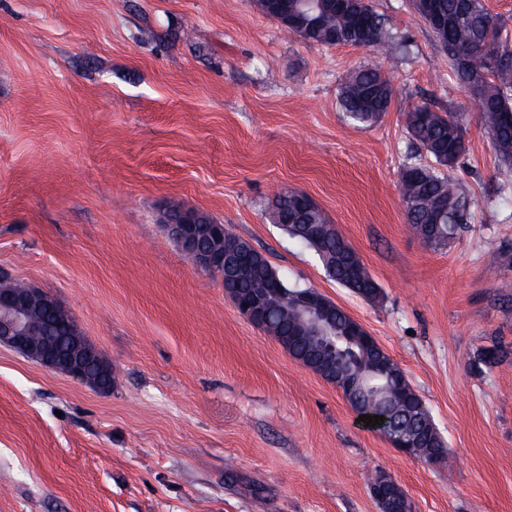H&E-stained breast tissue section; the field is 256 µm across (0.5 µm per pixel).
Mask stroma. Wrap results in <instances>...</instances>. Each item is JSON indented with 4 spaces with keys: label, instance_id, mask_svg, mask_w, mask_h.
I'll return each mask as SVG.
<instances>
[{
    "label": "stroma",
    "instance_id": "1",
    "mask_svg": "<svg viewBox=\"0 0 512 512\" xmlns=\"http://www.w3.org/2000/svg\"><path fill=\"white\" fill-rule=\"evenodd\" d=\"M371 3L408 59L309 45L253 0H0V269L55 297L112 365L99 392L0 345V512H378L379 471L414 512H512V165L413 0ZM374 61L394 98L358 126L340 86ZM423 103L463 114L469 145L450 172L469 218L443 248L398 191L426 158L405 127ZM286 188L320 206L379 299L272 223ZM172 207L362 322L443 461L400 454L240 315L168 237ZM196 213H197L198 220L201 223V224H199L200 226H203L206 224H212L213 219L210 216H208L207 214L202 213V212H196ZM227 233H229V230L224 224H217V223L212 224V226L208 230V234L212 238L217 239V240L224 238V241L222 243V247L224 249H233V248H236V247L240 246L241 244H243L244 240L239 237H236L233 234L224 237V234H227Z\"/></svg>",
    "mask_w": 512,
    "mask_h": 512
}]
</instances>
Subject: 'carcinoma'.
Wrapping results in <instances>:
<instances>
[{"label":"carcinoma","instance_id":"cac0c4a2","mask_svg":"<svg viewBox=\"0 0 512 512\" xmlns=\"http://www.w3.org/2000/svg\"><path fill=\"white\" fill-rule=\"evenodd\" d=\"M437 14L447 26L436 32L441 47L448 54L457 83L468 96L480 103L477 119L487 129L499 160L512 163V38L499 20L488 10L484 0H434ZM302 29L288 33L302 35L316 46L349 45L371 52L388 54L405 51L406 40L394 43L385 18L378 14L369 0H349L343 9L327 6L313 12L300 11ZM393 89L389 78L377 64H363L348 72L340 88V105L348 120L371 125L391 106ZM406 129L414 144L425 151L435 163L426 166L408 161L401 167L399 192L405 205L408 223L428 245L446 246L454 240L466 223L468 201L459 184L442 173L455 168L468 152L462 118L454 112H437L420 104L406 112ZM275 224L288 225L293 236L294 225L310 224L314 234L305 240L322 260L325 268L336 271L329 277L340 286L368 300L380 296V288L361 261L358 253L327 222L323 211L309 200L307 194L287 189L276 197L271 212ZM251 274L267 280L282 290L285 297L269 309L255 313V323L262 327L271 321L277 327L275 339L297 360L311 359V348L304 340L288 341L294 319L293 295L298 287L279 276L270 261L260 252L249 256ZM52 335L59 341V351L67 354L72 341V326L51 311H43ZM345 355L341 364L367 366L370 362L390 363V375L367 379V390L358 395L346 394L353 407L371 408L375 390L386 389L388 418L423 431L420 447L436 454L445 448L444 440L425 403L405 381L399 367L379 351H364L359 345L342 344Z\"/></svg>","mask_w":512,"mask_h":512}]
</instances>
